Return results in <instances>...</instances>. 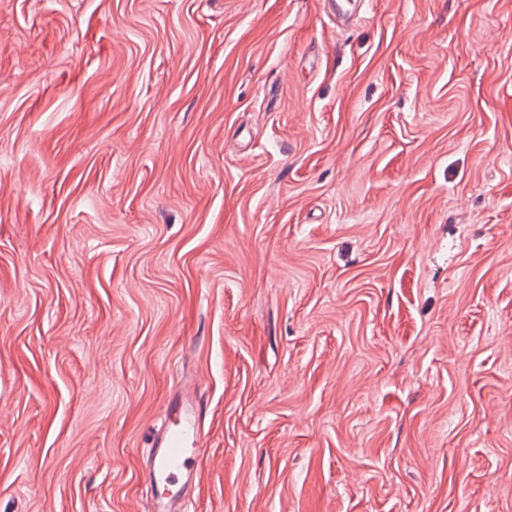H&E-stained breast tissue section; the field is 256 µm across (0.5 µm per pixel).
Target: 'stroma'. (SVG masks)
<instances>
[{"instance_id":"35a3bbf8","label":"stroma","mask_w":512,"mask_h":512,"mask_svg":"<svg viewBox=\"0 0 512 512\" xmlns=\"http://www.w3.org/2000/svg\"><path fill=\"white\" fill-rule=\"evenodd\" d=\"M0 0V512H512V0ZM205 408L194 383H184L165 405V427L150 449L154 512H186V498L200 478L205 453ZM163 487L164 492L159 493Z\"/></svg>"}]
</instances>
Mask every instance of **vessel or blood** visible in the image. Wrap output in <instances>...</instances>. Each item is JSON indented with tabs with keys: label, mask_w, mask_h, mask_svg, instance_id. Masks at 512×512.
Wrapping results in <instances>:
<instances>
[{
	"label": "vessel or blood",
	"mask_w": 512,
	"mask_h": 512,
	"mask_svg": "<svg viewBox=\"0 0 512 512\" xmlns=\"http://www.w3.org/2000/svg\"><path fill=\"white\" fill-rule=\"evenodd\" d=\"M205 408L197 387L184 383L165 405V427L149 454L154 494L153 512H186V498L200 478L205 453Z\"/></svg>",
	"instance_id": "1"
}]
</instances>
